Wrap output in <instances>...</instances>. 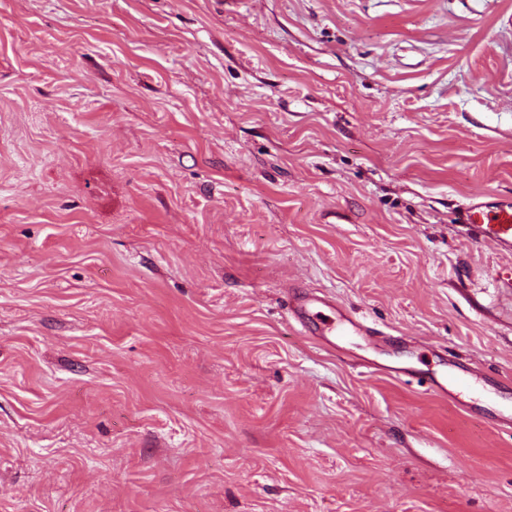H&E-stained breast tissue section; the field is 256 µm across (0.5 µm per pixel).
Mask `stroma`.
<instances>
[{
  "label": "stroma",
  "instance_id": "obj_1",
  "mask_svg": "<svg viewBox=\"0 0 512 512\" xmlns=\"http://www.w3.org/2000/svg\"><path fill=\"white\" fill-rule=\"evenodd\" d=\"M478 194L512 0H0V512H512Z\"/></svg>",
  "mask_w": 512,
  "mask_h": 512
}]
</instances>
